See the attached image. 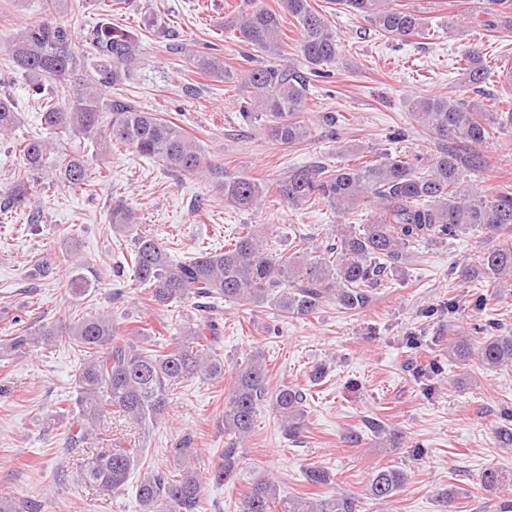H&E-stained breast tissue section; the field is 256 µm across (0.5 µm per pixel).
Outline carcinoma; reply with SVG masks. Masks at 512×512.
I'll return each mask as SVG.
<instances>
[{"label": "carcinoma", "instance_id": "1", "mask_svg": "<svg viewBox=\"0 0 512 512\" xmlns=\"http://www.w3.org/2000/svg\"><path fill=\"white\" fill-rule=\"evenodd\" d=\"M314 0H279L277 8L256 2L246 13L224 16V29L235 33L245 47L246 66L229 67L224 57L202 52L193 65L206 78L240 84L250 89L239 112L247 122H264L267 139L279 145L315 138L316 124L308 111L314 78L336 64L341 37ZM363 17L374 31L393 40L423 37L429 28L419 11L404 0H330ZM63 0H50L42 20L19 30L10 39L14 68L38 81L43 95L42 125L54 140L33 134L20 143V152L33 173H46L69 189L87 185L84 157L69 155L74 137L87 139L97 155L117 146L134 148L141 156L182 174L210 168L197 143L173 121L131 104L112 90L122 85L138 65L139 49L129 32L112 25L92 28L87 43L92 49L91 73L83 74L84 52L74 42L71 28L57 17ZM294 20L299 33L296 51L301 61H285L288 44L283 17ZM267 63L249 67L257 54ZM455 65L461 85L476 95L489 83L512 78L509 62L494 70L480 47L465 43ZM411 119L442 143L427 158L381 153L360 166L329 168L321 163L288 170V175L267 182L224 173V203L238 210L260 207L269 196L293 209L323 202L342 225L336 237L313 256L305 241L296 252L283 255L254 229L244 226L224 249L200 251L188 260L175 261L163 242L143 232L133 240V282L148 289L149 307H166L191 299H222L240 307L269 305L286 316L307 319L325 304L360 311L372 301V290L384 277L401 270L410 249L422 242L456 239L471 231L499 240L478 263L460 267L458 278L468 283L482 278L493 287L512 280V188L494 194L480 191L468 176L486 166L479 147L495 128L497 115L474 98L453 95L416 96L408 100ZM20 122L14 99L0 95V138L10 136ZM3 209L31 205L28 182L17 181L0 202ZM110 224L119 231L136 229V215L122 201L112 204ZM472 337L458 336L448 356L466 365L473 355L488 368L512 364V330L487 320ZM161 336L154 326H118L109 314L84 315L69 324L39 326L34 332L8 339L9 349L51 345L64 339L88 354L75 374L76 399L67 411V447L64 458L81 459L79 478L108 492H122L137 473L136 501L140 512H202L203 483L217 485L235 477L238 445L255 431L257 412L267 406L285 436L295 438L307 426V396L300 389L281 385L269 390L264 355L253 352L237 364L224 397V435L229 442L222 462L205 477L195 468V436L186 432L167 454L178 474L147 464L145 452L126 435L113 434L104 448L90 444L104 439L116 415L137 424L155 426L171 404L172 382L180 379L215 381L224 378L223 336L220 326L205 317L187 327L186 336L172 347L154 350L143 346L146 336ZM363 431H350L344 442L360 444L368 433L386 448H399L402 435L377 418L362 421ZM304 480L314 496H282L271 477L259 475L240 500V512H360L358 499L341 492L321 497L317 488L332 482L322 466L306 468ZM408 473L390 465L372 475L368 496L385 503L407 483ZM512 479L486 468L479 485L497 497L492 512H512V495L505 497ZM39 500L0 499V512H42Z\"/></svg>", "mask_w": 512, "mask_h": 512}]
</instances>
